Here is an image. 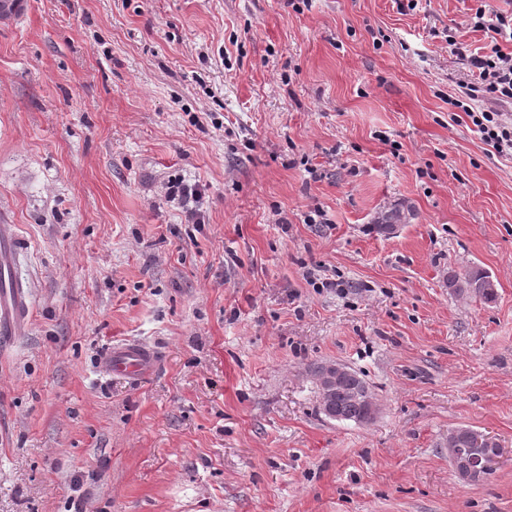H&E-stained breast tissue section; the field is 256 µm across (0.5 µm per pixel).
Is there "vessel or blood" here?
Here are the masks:
<instances>
[{"label": "vessel or blood", "instance_id": "vessel-or-blood-1", "mask_svg": "<svg viewBox=\"0 0 512 512\" xmlns=\"http://www.w3.org/2000/svg\"><path fill=\"white\" fill-rule=\"evenodd\" d=\"M25 248L11 225L0 224V341L24 335L31 319L29 293L14 272L17 255ZM161 364L160 352L136 342L113 345L99 359L103 374H118L138 381Z\"/></svg>", "mask_w": 512, "mask_h": 512}]
</instances>
